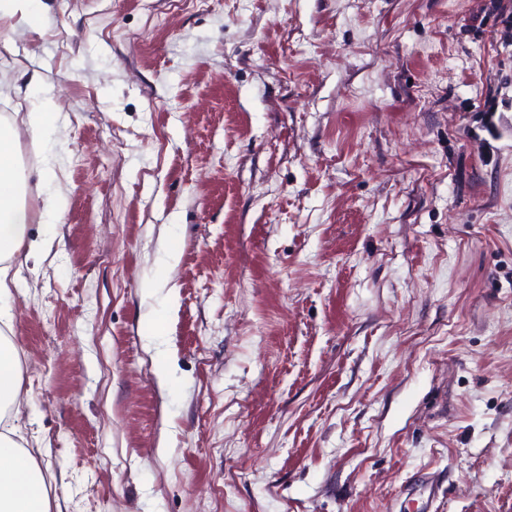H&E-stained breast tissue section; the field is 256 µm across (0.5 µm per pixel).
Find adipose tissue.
<instances>
[{
    "mask_svg": "<svg viewBox=\"0 0 512 512\" xmlns=\"http://www.w3.org/2000/svg\"><path fill=\"white\" fill-rule=\"evenodd\" d=\"M30 179L18 156L11 124L0 118V512H50L51 480L31 450L15 438V402L21 389L18 351L10 336L12 263L37 260L44 245L27 238L28 214L22 202Z\"/></svg>",
    "mask_w": 512,
    "mask_h": 512,
    "instance_id": "ef3b65f1",
    "label": "adipose tissue"
}]
</instances>
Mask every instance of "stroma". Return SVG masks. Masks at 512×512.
I'll use <instances>...</instances> for the list:
<instances>
[{
  "label": "stroma",
  "mask_w": 512,
  "mask_h": 512,
  "mask_svg": "<svg viewBox=\"0 0 512 512\" xmlns=\"http://www.w3.org/2000/svg\"><path fill=\"white\" fill-rule=\"evenodd\" d=\"M43 2L0 114L58 112L11 300L51 512H512L494 0ZM56 180V173L50 166L49 161L44 162L43 166L39 168V185L45 190L46 199V213L48 216L47 223H56L59 215L64 208V198L54 188Z\"/></svg>",
  "instance_id": "1"
}]
</instances>
